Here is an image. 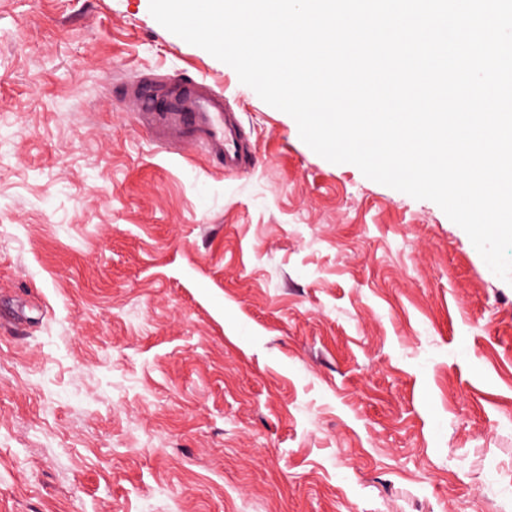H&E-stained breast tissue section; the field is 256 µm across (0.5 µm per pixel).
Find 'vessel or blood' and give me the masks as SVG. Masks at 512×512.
I'll return each instance as SVG.
<instances>
[{"instance_id":"obj_1","label":"vessel or blood","mask_w":512,"mask_h":512,"mask_svg":"<svg viewBox=\"0 0 512 512\" xmlns=\"http://www.w3.org/2000/svg\"><path fill=\"white\" fill-rule=\"evenodd\" d=\"M125 100L161 146L197 144L225 169L250 166L252 154L237 113L225 109L223 94L205 81H170L149 73L127 89Z\"/></svg>"}]
</instances>
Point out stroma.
Segmentation results:
<instances>
[{"mask_svg":"<svg viewBox=\"0 0 512 512\" xmlns=\"http://www.w3.org/2000/svg\"><path fill=\"white\" fill-rule=\"evenodd\" d=\"M146 72L253 165L157 144ZM0 512H512V284L149 0H0ZM152 86H165V90L148 91ZM125 102L161 146L200 145L227 170L251 165L252 153L237 113L225 109L223 94L205 81L168 82L165 75L143 74L127 89Z\"/></svg>","mask_w":512,"mask_h":512,"instance_id":"1","label":"stroma"}]
</instances>
